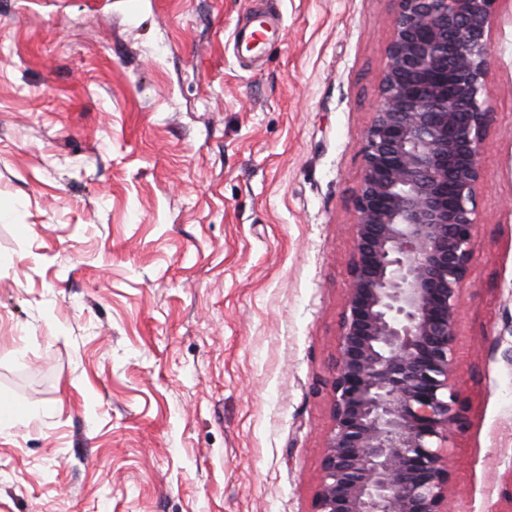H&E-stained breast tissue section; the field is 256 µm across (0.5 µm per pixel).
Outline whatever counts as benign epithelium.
Masks as SVG:
<instances>
[{
	"label": "benign epithelium",
	"instance_id": "7a95c632",
	"mask_svg": "<svg viewBox=\"0 0 512 512\" xmlns=\"http://www.w3.org/2000/svg\"><path fill=\"white\" fill-rule=\"evenodd\" d=\"M355 192V251L313 512H447L443 443L473 256L489 28L498 0H395Z\"/></svg>",
	"mask_w": 512,
	"mask_h": 512
}]
</instances>
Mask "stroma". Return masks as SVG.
Masks as SVG:
<instances>
[{
  "label": "stroma",
  "instance_id": "35a3bbf8",
  "mask_svg": "<svg viewBox=\"0 0 512 512\" xmlns=\"http://www.w3.org/2000/svg\"><path fill=\"white\" fill-rule=\"evenodd\" d=\"M0 0V512H312L394 0ZM451 512L512 466V0Z\"/></svg>",
  "mask_w": 512,
  "mask_h": 512
}]
</instances>
